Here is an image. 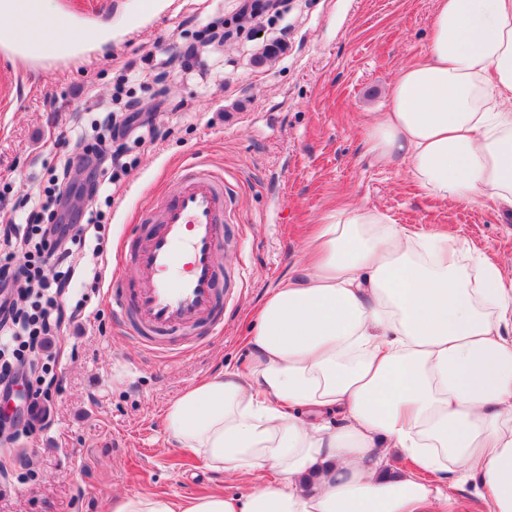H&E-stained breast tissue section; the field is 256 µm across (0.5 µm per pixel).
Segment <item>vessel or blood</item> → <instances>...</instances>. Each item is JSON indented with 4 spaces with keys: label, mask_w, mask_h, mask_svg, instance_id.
<instances>
[{
    "label": "vessel or blood",
    "mask_w": 512,
    "mask_h": 512,
    "mask_svg": "<svg viewBox=\"0 0 512 512\" xmlns=\"http://www.w3.org/2000/svg\"><path fill=\"white\" fill-rule=\"evenodd\" d=\"M172 184L137 215L147 231L129 255L134 287L112 292L121 331L151 352L162 337L202 328L215 334L224 325V176L191 163L177 171Z\"/></svg>",
    "instance_id": "obj_1"
}]
</instances>
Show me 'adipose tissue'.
I'll return each instance as SVG.
<instances>
[{
  "mask_svg": "<svg viewBox=\"0 0 512 512\" xmlns=\"http://www.w3.org/2000/svg\"><path fill=\"white\" fill-rule=\"evenodd\" d=\"M21 12L67 33L32 38L37 55L113 38L104 23L85 41L57 0H0V43ZM388 98L364 131L377 161L407 162L434 197L512 212V0H437L425 57ZM246 344V369L193 384L163 423L249 491L127 492L109 512H442L462 475L489 512H512V280L468 240L342 207L267 291ZM392 451L417 472L384 470Z\"/></svg>",
  "mask_w": 512,
  "mask_h": 512,
  "instance_id": "adipose-tissue-1",
  "label": "adipose tissue"
}]
</instances>
